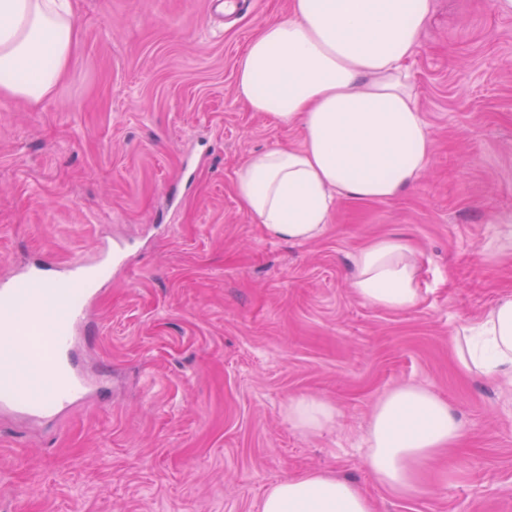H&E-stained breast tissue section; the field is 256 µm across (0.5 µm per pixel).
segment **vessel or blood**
Listing matches in <instances>:
<instances>
[{
    "mask_svg": "<svg viewBox=\"0 0 512 512\" xmlns=\"http://www.w3.org/2000/svg\"><path fill=\"white\" fill-rule=\"evenodd\" d=\"M84 264L70 261L52 269L31 266L0 281V349L24 352L28 363L43 372L47 388L37 396L24 394L21 375L0 369V412L49 419L67 411L85 399L92 381L71 358L77 335L90 327V290L83 272ZM53 283L63 289L80 290L82 301L73 304L67 318L44 326L36 320H21V311L34 303L33 283Z\"/></svg>",
    "mask_w": 512,
    "mask_h": 512,
    "instance_id": "1",
    "label": "vessel or blood"
}]
</instances>
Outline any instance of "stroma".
Returning <instances> with one entry per match:
<instances>
[{"label":"stroma","instance_id":"obj_1","mask_svg":"<svg viewBox=\"0 0 512 512\" xmlns=\"http://www.w3.org/2000/svg\"><path fill=\"white\" fill-rule=\"evenodd\" d=\"M75 4L52 98L0 99V276L114 254L77 355L107 389L51 420L0 413V512H259L270 485L314 471L357 483L373 512H512V396L449 344L512 295V16L435 0L406 62L428 171L390 200H338L320 237L292 243L234 188L251 154L303 140L236 88L245 44L291 0L231 20L208 0ZM387 235L424 255L409 311L350 288L351 255ZM407 383L465 434L413 499L374 482L364 443L376 400ZM301 394L337 408L332 430L289 426Z\"/></svg>","mask_w":512,"mask_h":512}]
</instances>
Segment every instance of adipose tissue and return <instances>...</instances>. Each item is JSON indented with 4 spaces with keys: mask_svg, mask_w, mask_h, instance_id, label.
Wrapping results in <instances>:
<instances>
[{
    "mask_svg": "<svg viewBox=\"0 0 512 512\" xmlns=\"http://www.w3.org/2000/svg\"><path fill=\"white\" fill-rule=\"evenodd\" d=\"M433 0H291L286 18L263 25L247 44L237 92L250 109L300 127L301 147L251 155L235 193L272 237L317 239L337 199L384 201L427 171L432 142L405 66L421 42ZM79 30L74 0H0V97L39 105L67 72ZM353 293L372 306L408 311L421 299L412 246L379 237L351 257ZM460 367L512 390V296L456 329ZM337 410L310 395L289 397L296 431L331 428ZM464 430L447 401L415 384L386 391L367 425V467L389 494L425 493L423 474ZM260 512H372L354 483L314 471L274 484Z\"/></svg>",
    "mask_w": 512,
    "mask_h": 512,
    "instance_id": "obj_1",
    "label": "adipose tissue"
}]
</instances>
